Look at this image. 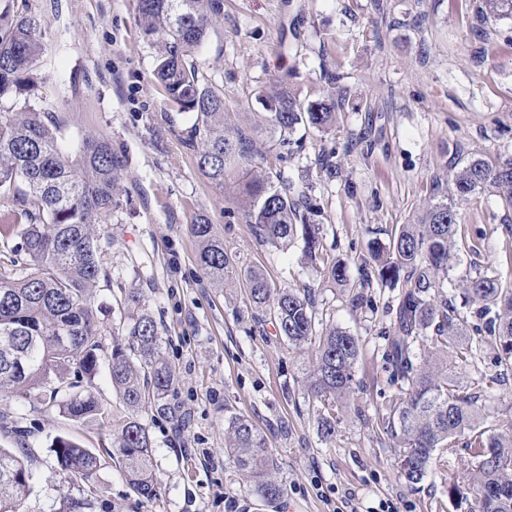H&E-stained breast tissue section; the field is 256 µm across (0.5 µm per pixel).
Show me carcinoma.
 Wrapping results in <instances>:
<instances>
[{
    "instance_id": "cac0c4a2",
    "label": "carcinoma",
    "mask_w": 512,
    "mask_h": 512,
    "mask_svg": "<svg viewBox=\"0 0 512 512\" xmlns=\"http://www.w3.org/2000/svg\"><path fill=\"white\" fill-rule=\"evenodd\" d=\"M0 0V229L21 225L20 250L29 273L15 278L0 272V392L44 388L50 403L71 420H93L104 406L90 389L72 390L75 371L91 379L99 368L103 322L94 290L106 276L101 256L112 246L97 226L108 223L116 200L120 157L102 135H86L65 149L60 119L31 106L17 107L19 96L48 85L38 77L47 51L48 23L28 5ZM138 24L153 49V76L167 98L195 118L205 136L197 147V164L216 186H224L228 166L248 159L243 139L224 136V97L207 86L193 61L207 37L209 20L222 0H137ZM481 12L512 19V0H482ZM269 115L266 122L280 136L300 125L326 131L336 124V98L327 92L306 104L285 88L259 92ZM457 199L468 201L491 191L512 208V158L490 163L471 158L453 173ZM283 174L276 180L250 178L242 183L246 223L259 242L286 248L302 242V258L320 263L331 282L355 289L352 304H363L362 289L377 280L385 286L403 282L397 310L398 334L387 337L382 357L390 369L389 385L397 397L376 422L402 453L399 473L407 485L425 479L437 451L462 446L474 461L467 487L448 486L458 512H512V420L504 430L481 427L479 396L458 382L455 368L474 358V339L452 301L434 299L444 288L439 271L448 268L458 233L455 206L438 202L427 208L420 224H404L389 244H368L372 268L349 284L347 265L330 258L323 225L310 220L312 203L295 193ZM199 245L198 261L215 287L238 274L236 256L224 250V238L205 218L191 224ZM249 303L265 309L277 334L297 350H310L314 364L307 387L317 402V425L325 442L336 439L344 409L358 385L359 338L333 325L318 326L311 289L277 288L262 270L245 274ZM467 297L489 312V335L499 342L506 366H512V286L486 272L471 278ZM127 343L113 347L107 360L112 389L128 411L112 434L114 456L127 483L145 499L157 496L159 479L153 443L144 415L175 417L168 396L172 367L161 352L162 336L145 310L140 289L124 297ZM22 361H16V358ZM60 470L69 477L93 478L99 458L88 448L58 437L51 444ZM224 453L233 459L248 490L264 504L283 495L277 462L251 421L224 414ZM31 468L24 448H0V512H24Z\"/></svg>"
}]
</instances>
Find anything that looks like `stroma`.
Here are the masks:
<instances>
[{
  "mask_svg": "<svg viewBox=\"0 0 512 512\" xmlns=\"http://www.w3.org/2000/svg\"><path fill=\"white\" fill-rule=\"evenodd\" d=\"M49 24L40 69L50 76L46 99L29 103L54 113L66 141L106 136L124 158L118 207L100 225L114 243L104 254L106 279L96 300L105 314L103 351L123 342L121 299L141 289L176 372L169 401L180 420L150 418L161 490L138 496L112 453V432L127 410L106 370L91 385L105 418L78 423L45 404L43 391L0 400V446L17 438L6 419L23 418L34 477L25 512H62L64 497L84 499L85 512H455L448 486L469 479L472 459L461 447L442 454L429 476L408 487L394 440L376 427L396 390L381 352L393 334L401 288L372 284L363 305L350 289L302 264L300 244H259L244 219L240 184L287 174L307 192L324 227V244L351 279L371 236L420 223L428 205L455 201L457 162L512 157V21L483 18L481 0H223L194 61L224 94V133L248 139L250 165L229 171L223 187L200 171L193 118L169 102L151 73V48L137 23L136 0H29ZM340 76L335 126H298L294 146H280L264 120L259 90L287 85L300 101ZM461 230L448 261L445 296L459 299L469 277L488 271L512 282V209L494 193L455 201ZM217 224L241 269L258 267L276 286L311 287L315 319L360 339L359 386L333 443L322 441L306 376L310 353L289 348L265 313L251 308L243 279L212 286L198 262L190 226L197 216ZM492 337L462 383L485 378L484 426L512 419V371ZM246 416L277 458L284 487L276 506L243 488L224 453V413ZM66 437L100 459L93 480L60 472L50 445Z\"/></svg>",
  "mask_w": 512,
  "mask_h": 512,
  "instance_id": "obj_1",
  "label": "stroma"
}]
</instances>
